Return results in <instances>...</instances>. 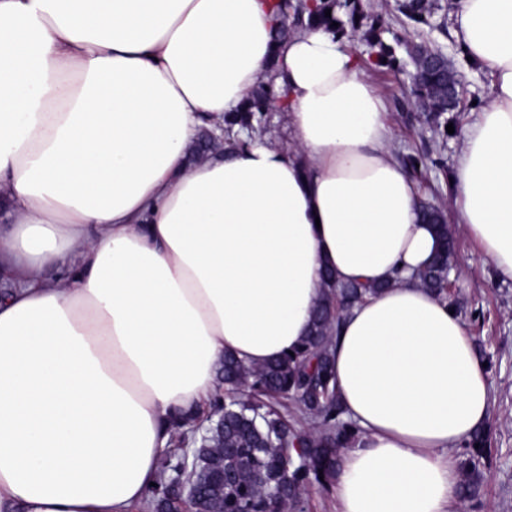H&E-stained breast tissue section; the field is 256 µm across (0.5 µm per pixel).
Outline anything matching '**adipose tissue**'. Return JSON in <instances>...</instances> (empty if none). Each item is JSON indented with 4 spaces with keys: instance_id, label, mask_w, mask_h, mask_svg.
<instances>
[{
    "instance_id": "ef3b65f1",
    "label": "adipose tissue",
    "mask_w": 512,
    "mask_h": 512,
    "mask_svg": "<svg viewBox=\"0 0 512 512\" xmlns=\"http://www.w3.org/2000/svg\"><path fill=\"white\" fill-rule=\"evenodd\" d=\"M453 36L492 97L452 195L512 279V0H460ZM266 80L292 146L192 157ZM392 141L347 42L275 43L268 0H0V512L142 505L172 415L205 408L225 353L292 352L327 269L382 287L332 348L360 430L337 512H455L487 370L412 278L436 238Z\"/></svg>"
}]
</instances>
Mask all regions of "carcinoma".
Listing matches in <instances>:
<instances>
[{
	"instance_id": "carcinoma-1",
	"label": "carcinoma",
	"mask_w": 512,
	"mask_h": 512,
	"mask_svg": "<svg viewBox=\"0 0 512 512\" xmlns=\"http://www.w3.org/2000/svg\"><path fill=\"white\" fill-rule=\"evenodd\" d=\"M274 40L282 43L296 30H336L365 48L367 64L375 70L401 72L395 46H403L414 69L407 72L408 96L423 108L427 122L442 127L443 114L455 109L448 100L451 75L448 65L429 60L432 49H419L395 38V45L382 39L388 29L380 15L369 12L363 0H277ZM331 16H325L326 10ZM435 4L429 0H398L397 13L414 24H428ZM338 26H332V23ZM285 93L273 82H261L240 107L224 116L228 133L222 146L231 150L238 141L230 136L234 127L261 128L264 113ZM434 149L423 157L401 156L404 167L417 176L427 164L439 165ZM424 220L433 225L439 247L419 271V284L435 295L448 297V277L455 263L456 237L447 212L428 204L420 206ZM386 288L341 284L326 271L322 291L311 312L308 336L294 351L259 366H249L232 354H224L218 369L221 393L212 403L202 430L186 440L185 428L199 420L195 412H182L173 423L175 437L161 460L156 485L146 495L151 512H304V494L318 484L333 481L343 448L357 436L339 403L333 370L332 347L341 317L368 295ZM190 442L189 456L181 445ZM488 434L479 431L474 447L461 462L464 480L460 493L470 498L485 478L480 458ZM324 478H319V475Z\"/></svg>"
}]
</instances>
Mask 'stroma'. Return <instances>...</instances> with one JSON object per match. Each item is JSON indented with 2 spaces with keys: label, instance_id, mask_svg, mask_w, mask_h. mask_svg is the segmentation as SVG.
<instances>
[{
  "label": "stroma",
  "instance_id": "obj_1",
  "mask_svg": "<svg viewBox=\"0 0 512 512\" xmlns=\"http://www.w3.org/2000/svg\"><path fill=\"white\" fill-rule=\"evenodd\" d=\"M370 2L393 32L410 43H425L447 55L464 85L459 110L447 115L454 132L447 138L443 164L423 172L416 183L420 199L447 207L448 222L456 228L458 278L448 299L486 359L491 391L490 445L480 461L487 480L478 499L459 500L457 512H512V280L494 273L489 260L460 227L458 213L452 208L450 187L463 132L490 100L488 76L483 67L467 60L453 38L451 17L460 6L459 0H434L431 24L421 29L397 15L394 0ZM367 77L382 99L394 130V153L418 152L434 145V131L419 112L400 105L408 84L405 73L371 70Z\"/></svg>",
  "mask_w": 512,
  "mask_h": 512
}]
</instances>
